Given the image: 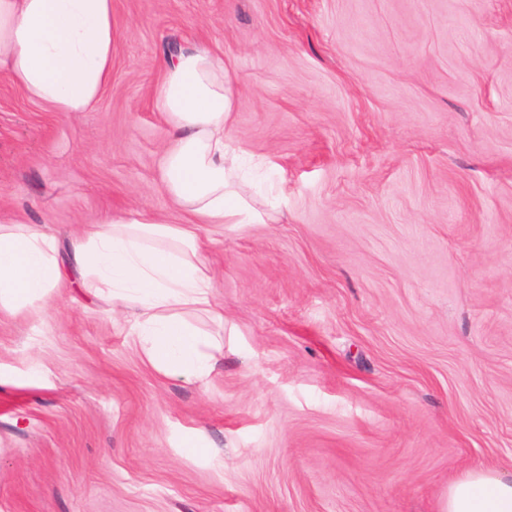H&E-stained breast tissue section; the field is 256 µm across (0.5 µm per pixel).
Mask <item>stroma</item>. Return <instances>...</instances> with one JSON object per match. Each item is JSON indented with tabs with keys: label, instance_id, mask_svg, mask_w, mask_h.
Segmentation results:
<instances>
[{
	"label": "stroma",
	"instance_id": "35a3bbf8",
	"mask_svg": "<svg viewBox=\"0 0 512 512\" xmlns=\"http://www.w3.org/2000/svg\"><path fill=\"white\" fill-rule=\"evenodd\" d=\"M112 81L62 113L0 82V207L61 249L98 215L186 223L152 88L206 46L274 224H199L206 383L132 310L0 315V512H442L512 467V0H113ZM196 453H188V446Z\"/></svg>",
	"mask_w": 512,
	"mask_h": 512
}]
</instances>
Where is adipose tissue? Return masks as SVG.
Here are the masks:
<instances>
[{"label":"adipose tissue","mask_w":512,"mask_h":512,"mask_svg":"<svg viewBox=\"0 0 512 512\" xmlns=\"http://www.w3.org/2000/svg\"><path fill=\"white\" fill-rule=\"evenodd\" d=\"M117 36L112 0H0V79L57 112H89L112 80ZM153 89L169 135L159 184L194 224H271L273 202L242 176L227 138L237 91L208 48L171 52ZM68 262L81 287L115 305L134 306L133 327L149 364L167 376L206 381L217 358L185 313L222 320L212 278L192 227L153 216H105L72 241ZM59 245L46 225L0 216V312L50 303L61 288ZM444 512H512V473L471 469L448 489Z\"/></svg>","instance_id":"obj_1"}]
</instances>
